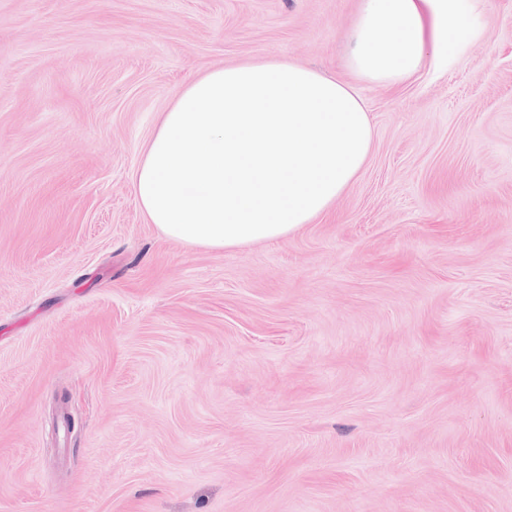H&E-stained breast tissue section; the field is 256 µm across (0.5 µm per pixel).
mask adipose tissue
Returning <instances> with one entry per match:
<instances>
[{
  "label": "adipose tissue",
  "instance_id": "1",
  "mask_svg": "<svg viewBox=\"0 0 512 512\" xmlns=\"http://www.w3.org/2000/svg\"><path fill=\"white\" fill-rule=\"evenodd\" d=\"M486 23L474 0H362L348 65L368 83L398 84L427 61L447 68ZM372 146L352 86L289 62L217 68L163 112L132 189L168 238L239 248L327 213Z\"/></svg>",
  "mask_w": 512,
  "mask_h": 512
}]
</instances>
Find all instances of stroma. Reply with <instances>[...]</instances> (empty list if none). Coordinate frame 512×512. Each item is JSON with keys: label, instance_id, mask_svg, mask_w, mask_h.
<instances>
[{"label": "stroma", "instance_id": "1", "mask_svg": "<svg viewBox=\"0 0 512 512\" xmlns=\"http://www.w3.org/2000/svg\"><path fill=\"white\" fill-rule=\"evenodd\" d=\"M360 0H0V512H512V0L447 70L346 56ZM355 87L325 217L212 249L131 188L196 77Z\"/></svg>", "mask_w": 512, "mask_h": 512}]
</instances>
